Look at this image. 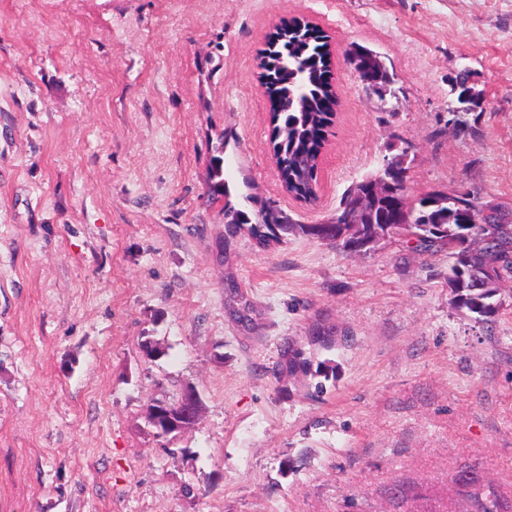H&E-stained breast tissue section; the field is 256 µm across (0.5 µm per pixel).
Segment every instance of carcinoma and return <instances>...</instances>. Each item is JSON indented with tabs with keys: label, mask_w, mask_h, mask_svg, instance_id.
I'll return each mask as SVG.
<instances>
[{
	"label": "carcinoma",
	"mask_w": 512,
	"mask_h": 512,
	"mask_svg": "<svg viewBox=\"0 0 512 512\" xmlns=\"http://www.w3.org/2000/svg\"><path fill=\"white\" fill-rule=\"evenodd\" d=\"M260 64L266 86L272 124V149L278 176L287 191L298 199L313 201L318 194L319 154L326 143L325 129L333 122L338 99L332 83V61L328 35L317 25L295 19L275 29ZM467 73L451 79L452 92L462 111L448 113V125L461 135L476 132L481 99L466 93ZM215 155L207 182L212 196L229 195L224 181V142L213 147ZM400 174L383 170L348 190L331 224H295L275 208L260 211L256 223L244 212L225 225L226 236L245 232L262 248L288 235H303L349 253L367 254L381 242L404 236L417 253L448 254V286L455 305L481 320L498 315L493 302L498 285H486L484 269L496 263L498 281L512 279V208L492 205L481 224L463 227L461 217L486 203L462 191L408 192L407 172L396 161ZM332 327L317 326L310 345L327 349L335 343ZM310 361L302 350L288 347L286 371L306 374Z\"/></svg>",
	"instance_id": "1"
}]
</instances>
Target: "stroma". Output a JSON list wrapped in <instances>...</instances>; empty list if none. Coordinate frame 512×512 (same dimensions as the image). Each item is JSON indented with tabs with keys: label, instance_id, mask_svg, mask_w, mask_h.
I'll list each match as a JSON object with an SVG mask.
<instances>
[{
	"label": "stroma",
	"instance_id": "1",
	"mask_svg": "<svg viewBox=\"0 0 512 512\" xmlns=\"http://www.w3.org/2000/svg\"><path fill=\"white\" fill-rule=\"evenodd\" d=\"M295 17L338 93L310 203L279 180L259 68ZM461 70L477 137L446 127ZM404 142L412 194L512 207V0H0V512H464L472 478L512 512V280L477 322L445 254L225 236L230 210L324 223ZM317 323L320 372L283 373ZM188 386L199 420L158 435L148 405ZM212 164L208 171L207 182L212 196H228L229 188L224 181V138L213 147Z\"/></svg>",
	"mask_w": 512,
	"mask_h": 512
}]
</instances>
